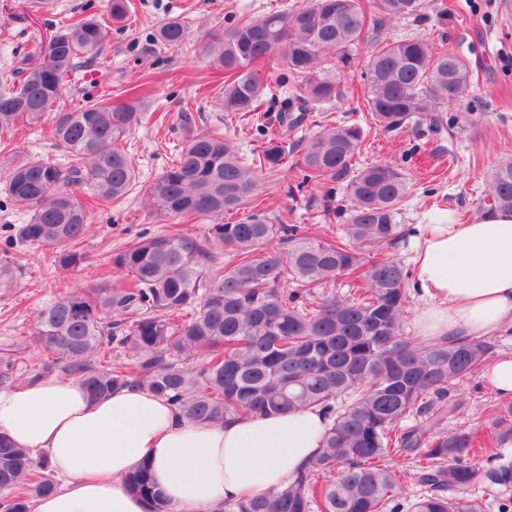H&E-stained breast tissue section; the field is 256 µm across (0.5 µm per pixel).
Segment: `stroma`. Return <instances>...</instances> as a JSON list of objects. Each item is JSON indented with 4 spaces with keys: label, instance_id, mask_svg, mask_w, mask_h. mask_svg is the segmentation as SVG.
Masks as SVG:
<instances>
[{
    "label": "stroma",
    "instance_id": "obj_1",
    "mask_svg": "<svg viewBox=\"0 0 512 512\" xmlns=\"http://www.w3.org/2000/svg\"><path fill=\"white\" fill-rule=\"evenodd\" d=\"M56 13L34 12L24 0H0V25L14 35L13 48L36 54L44 49L50 27L59 15L103 11L107 0H57ZM300 0H134L138 19L124 29L111 32L106 47L108 77L86 76L84 94L96 97L121 96L132 84H147L149 95L141 108L162 114V121L137 127L126 148L140 180L155 177L168 163L186 130L204 132L221 127L225 136L244 151L262 147L265 133H276L286 147L316 133L321 124H359L365 134L360 163L388 161L404 169L411 194L401 214L406 234L395 245L382 250V257L411 266L417 225L433 223L441 214L456 223L478 216L490 175L497 164L512 161V11L502 10V0H426L428 21L396 22L380 32L382 39L423 40L438 51H448L463 59L471 73L470 87L460 106L447 112L456 125L449 136L436 139L425 128L408 126L386 132L377 126L363 98L361 63L369 46L352 50L353 61L344 69L343 100L329 104L327 111L310 113L295 128L271 122L267 132L257 131L251 115L224 111L218 92L224 74L211 65L202 49L204 32L224 33L240 15L260 16L279 4H299ZM447 9L448 23L439 27L434 19L439 9ZM195 15L197 26L189 30L185 48H157L151 42L154 27L168 19ZM298 172L285 166L278 178L265 185L269 216L287 224H314L323 237L338 236L346 224L350 202L344 190H337L330 206L309 201L298 186ZM12 204L0 195V261L16 266L17 278L0 288V348L24 347L27 332L37 309L58 298L66 284L90 287L107 280L118 282L122 275L112 269L113 252L132 242L143 232L157 233L169 224L151 216L138 196L120 205L100 203L90 211V226L81 248L87 261L80 271L65 273L53 262L52 251L29 249L16 244ZM450 396L462 409L449 419V428H465L488 440L512 430V414L504 402L483 382L480 374L452 384Z\"/></svg>",
    "mask_w": 512,
    "mask_h": 512
}]
</instances>
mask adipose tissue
Listing matches in <instances>:
<instances>
[{
	"label": "adipose tissue",
	"instance_id": "1",
	"mask_svg": "<svg viewBox=\"0 0 512 512\" xmlns=\"http://www.w3.org/2000/svg\"><path fill=\"white\" fill-rule=\"evenodd\" d=\"M413 279L423 298L414 318L422 341L512 329V213L426 225ZM327 425L315 408L191 422L140 385L95 400L76 380L56 377L0 389V433L46 457L57 481L32 512H150L124 484L145 462L173 512H216L224 502L288 485Z\"/></svg>",
	"mask_w": 512,
	"mask_h": 512
}]
</instances>
